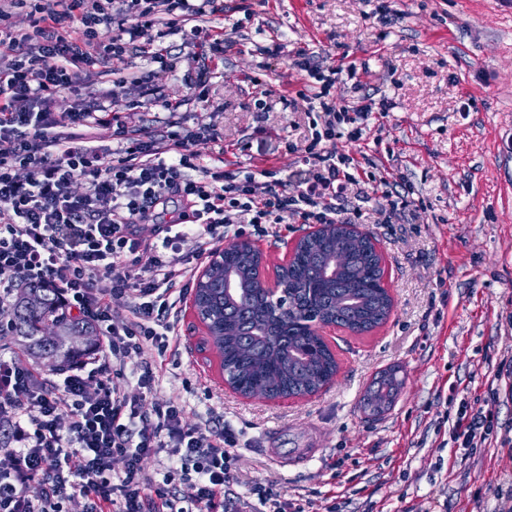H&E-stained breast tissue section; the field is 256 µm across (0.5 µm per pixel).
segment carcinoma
<instances>
[{
    "instance_id": "obj_1",
    "label": "carcinoma",
    "mask_w": 512,
    "mask_h": 512,
    "mask_svg": "<svg viewBox=\"0 0 512 512\" xmlns=\"http://www.w3.org/2000/svg\"><path fill=\"white\" fill-rule=\"evenodd\" d=\"M230 273L239 287L234 295L226 292ZM282 278L289 309L277 314L259 276L256 250L233 243L222 251V264L196 283L194 307L207 321L224 376L243 392L275 396L320 391L338 364L308 321L319 318L363 334L381 324L391 309L383 290L382 259L371 237L356 239L344 224L302 239ZM6 325L23 352L57 372L97 349L93 342H75L79 336L97 335V328L70 316L53 288L20 289ZM397 388L395 375L383 372L364 395L362 408L370 416L380 415L392 405Z\"/></svg>"
}]
</instances>
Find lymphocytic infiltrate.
<instances>
[{
    "label": "lymphocytic infiltrate",
    "mask_w": 512,
    "mask_h": 512,
    "mask_svg": "<svg viewBox=\"0 0 512 512\" xmlns=\"http://www.w3.org/2000/svg\"><path fill=\"white\" fill-rule=\"evenodd\" d=\"M19 12L28 19L22 31L13 23ZM223 12L224 0H0V309L19 286L52 288L103 339L99 357L71 364L56 386L23 360L0 358V434L12 461L0 467V512H65L77 495L84 512H304L264 483L230 495L239 443L231 430L188 423L176 402L145 409L161 380L185 280L195 274L169 256L188 244L200 265L225 239L260 235L271 224L357 223L365 171L336 142L361 140L370 113L389 111V100L363 92L355 63L328 65L298 50L294 65L306 84L285 104L303 105L310 144L292 186L270 170L225 169L220 156L205 163L197 143L222 141L212 125L169 121L138 134L105 96L76 91L84 70L104 68L135 86L132 111L175 113L185 100L208 102L228 40L223 28L196 20ZM71 25L77 36L68 34ZM181 51L197 67L186 99L172 100L159 78L175 72ZM138 57L150 70L122 75L121 64ZM342 75L357 97L340 106L332 90ZM70 91V110L56 111ZM98 126L111 127L112 148L86 140L84 129ZM171 197L180 206L161 219L157 207ZM149 222L147 236L141 227ZM101 279L108 289L97 288ZM118 301L131 313L122 324L111 315ZM133 354L139 362L131 370ZM494 433L480 402L460 403L451 433L457 447H483ZM162 454L170 465L156 484L143 463ZM118 458L124 474L116 478ZM180 484L188 494L177 493Z\"/></svg>",
    "instance_id": "lymphocytic-infiltrate-1"
}]
</instances>
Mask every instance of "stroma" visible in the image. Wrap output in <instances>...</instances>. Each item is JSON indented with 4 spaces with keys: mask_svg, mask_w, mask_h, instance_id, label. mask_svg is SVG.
Segmentation results:
<instances>
[{
    "mask_svg": "<svg viewBox=\"0 0 512 512\" xmlns=\"http://www.w3.org/2000/svg\"><path fill=\"white\" fill-rule=\"evenodd\" d=\"M381 0H249L244 19L227 0L232 45L209 106L182 107L186 126L215 125L227 168L295 172L308 146L304 112L282 96L303 84L292 59L307 49L327 64L367 63L361 77L389 112H372L360 141H338L376 179L410 184L405 217L387 221L389 199L363 203L393 296L386 323L325 338L334 382L304 399L243 398L225 388L217 352L192 302L181 306L179 351L167 356L153 398L184 405L189 423L238 439L236 492L270 481L324 512H502L498 484L512 479V447L489 441L464 455L450 440L460 400L487 398L512 373V0H390L395 25L378 23ZM284 50L262 57L256 45ZM262 86H254L252 76ZM269 89L268 109L253 99ZM301 224L250 236L269 262L291 251ZM402 382L392 408L367 417L360 400L379 372ZM322 446L306 466L283 468L270 448Z\"/></svg>",
    "mask_w": 512,
    "mask_h": 512,
    "instance_id": "obj_1",
    "label": "stroma"
}]
</instances>
